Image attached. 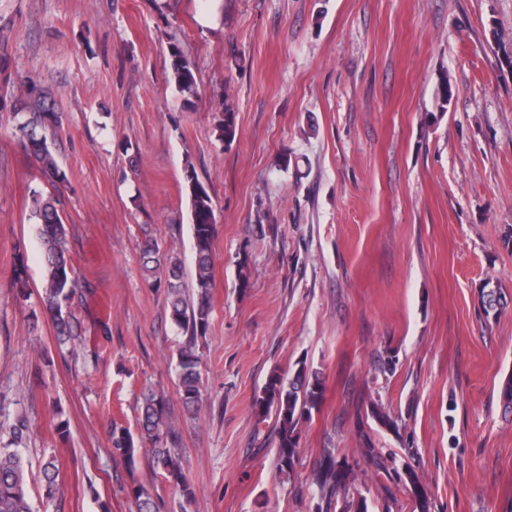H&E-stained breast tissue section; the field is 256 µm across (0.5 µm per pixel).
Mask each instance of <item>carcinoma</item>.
Listing matches in <instances>:
<instances>
[{
	"mask_svg": "<svg viewBox=\"0 0 512 512\" xmlns=\"http://www.w3.org/2000/svg\"><path fill=\"white\" fill-rule=\"evenodd\" d=\"M172 63L169 80L189 104L198 94L197 80L188 57L179 49L171 52ZM10 112L18 118L19 142L39 165L44 178L58 188L67 182L60 169L54 143L48 132L56 131L60 115L55 104L35 86L27 88L24 96L11 104ZM218 140L225 145L234 142L237 135L236 113L224 107L216 120ZM186 189L190 205V226L194 252V296L186 297L183 284V267L180 258L161 250L158 239L147 227L143 228L141 247L142 270L148 279L163 280L167 291L170 317L177 334L184 338L177 353V386L186 411L196 413L201 407L202 374L201 357L196 348L198 338L206 335L210 326L211 290L213 288V253L217 235V220L212 196L199 180L194 167L186 168ZM37 226L44 256V279L40 300L44 313L52 320L58 346L74 341V325L69 310V300L76 292L77 283L71 277L72 267L66 249V228L60 215L57 195H37L29 215ZM507 305L506 294L501 288H481V311L484 318L496 316ZM324 380L317 371L305 366L297 368L293 376L284 379L278 374L267 378L256 397L261 413L274 412L276 417L278 466L282 473L294 470L299 445L300 423L311 416L322 401ZM500 404L506 416H512V373L505 377L500 388ZM138 435L117 423H112V455L121 458L129 468H134L140 450L150 447L153 467L172 480L182 496L190 499L195 494L187 478L182 459L177 451L179 440L176 422L172 420L166 398L149 388L142 394ZM366 417L379 426L400 434L399 420L382 411L377 401L370 403ZM29 423L23 416H12L0 409V512H33L28 500L26 461L22 448L28 438ZM362 462L378 471L393 473L396 484L411 487L418 512H430L428 496L418 484L415 467L403 463L390 469L382 449L375 446L370 432L361 430ZM348 458L325 450L312 477L320 503L318 512H368L366 499L353 498L349 490L355 479V467ZM41 480L46 499L55 498L59 476L55 456H43L39 461ZM138 512H158L150 489L138 486L131 489Z\"/></svg>",
	"mask_w": 512,
	"mask_h": 512,
	"instance_id": "1",
	"label": "carcinoma"
}]
</instances>
